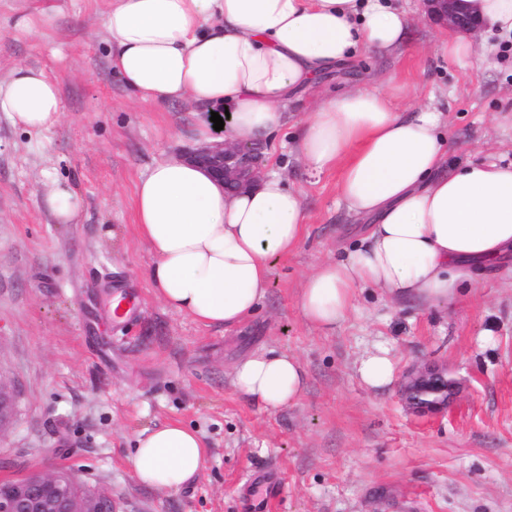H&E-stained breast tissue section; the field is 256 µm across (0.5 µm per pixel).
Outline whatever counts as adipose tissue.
<instances>
[{"label": "adipose tissue", "mask_w": 512, "mask_h": 512, "mask_svg": "<svg viewBox=\"0 0 512 512\" xmlns=\"http://www.w3.org/2000/svg\"><path fill=\"white\" fill-rule=\"evenodd\" d=\"M457 6L482 29L446 28L450 59L477 54L487 32L512 40V0ZM412 22L391 0H111L104 18L112 68L138 101L229 112L227 137L245 144L278 133L322 77L359 56L400 49ZM0 112L36 132L59 121L63 104L42 70L21 65L0 81ZM295 151L311 169L338 170L341 198L366 222L298 291L301 315L318 331L335 330L366 289L445 306L476 268L512 257V163H449L448 125L431 106L401 112L391 94L361 85L319 91ZM135 219L152 254L156 297L228 329L255 312L272 258L299 244L306 213L301 191L282 174L231 192L172 154L137 184ZM305 379L296 355L268 350L240 359L232 382L246 401L277 410L297 402ZM205 458L202 435L169 422L139 438L132 463L142 484L177 489Z\"/></svg>", "instance_id": "1"}]
</instances>
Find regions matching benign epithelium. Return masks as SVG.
Wrapping results in <instances>:
<instances>
[{
    "label": "benign epithelium",
    "mask_w": 512,
    "mask_h": 512,
    "mask_svg": "<svg viewBox=\"0 0 512 512\" xmlns=\"http://www.w3.org/2000/svg\"><path fill=\"white\" fill-rule=\"evenodd\" d=\"M428 17L445 26L448 22L462 29L480 26L477 17L454 10L455 0H422ZM190 161L204 168L220 182L239 186L253 183L260 176L261 160L257 148L224 141V131L217 140L183 152ZM454 381L443 368L408 370L403 393L416 413H437L448 405ZM16 393L11 382L0 375V432L14 421ZM71 474L65 470L54 473L35 472L24 479L13 480L0 489V512H113L109 492L95 490L84 498L70 496Z\"/></svg>",
    "instance_id": "benign-epithelium-1"
}]
</instances>
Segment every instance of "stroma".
Segmentation results:
<instances>
[{"label": "stroma", "mask_w": 512, "mask_h": 512, "mask_svg": "<svg viewBox=\"0 0 512 512\" xmlns=\"http://www.w3.org/2000/svg\"><path fill=\"white\" fill-rule=\"evenodd\" d=\"M406 45L358 58L324 79L400 89L393 103L429 104L448 122L452 163L512 162V42L490 38L465 63L406 0ZM107 0H0V80L42 69L58 86V123L24 132L0 113V375L17 390L0 433V481L67 470L107 486L116 512H512V279L476 269L448 309L364 293L335 332L308 326L297 293L313 268L354 237L360 222L334 170L307 168L293 127L265 144L301 190V242L273 259L268 294L237 328L205 327L164 306L148 278L152 256L134 217L138 181L165 155L194 147L202 112L139 103L113 73ZM34 18L33 30L18 26ZM82 200L77 223L45 203L54 186ZM139 297L114 324L116 292ZM390 350L397 379L364 385L356 362ZM296 354L307 371L300 399L277 411L243 400L234 365L253 352ZM447 368L457 390L447 411L413 413L401 380L415 366ZM197 429L207 446L198 477L175 490L141 484L131 463L139 436L166 422Z\"/></svg>", "instance_id": "stroma-1"}]
</instances>
